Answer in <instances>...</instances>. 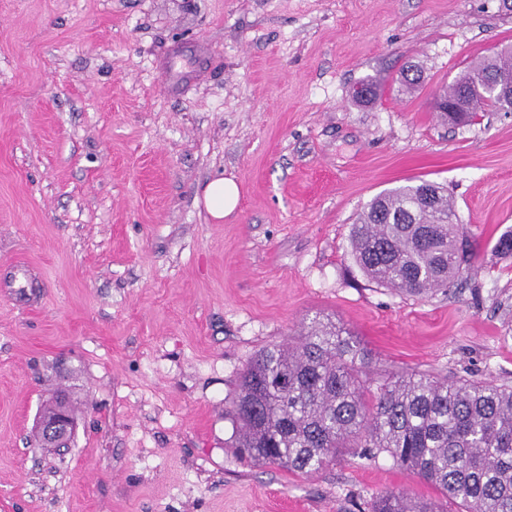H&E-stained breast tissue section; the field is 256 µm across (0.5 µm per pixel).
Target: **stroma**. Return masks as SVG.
<instances>
[{"label": "stroma", "instance_id": "1", "mask_svg": "<svg viewBox=\"0 0 512 512\" xmlns=\"http://www.w3.org/2000/svg\"><path fill=\"white\" fill-rule=\"evenodd\" d=\"M509 46L499 0H0V512L438 498L352 448L310 476L241 459L224 407L316 317L369 351L372 385L416 369L512 386V256L493 250L512 231V112L454 127L435 110ZM223 176L240 201L217 222L203 188ZM422 180L476 253L453 294L396 292L353 257L357 212ZM60 392L63 455L31 440Z\"/></svg>", "mask_w": 512, "mask_h": 512}]
</instances>
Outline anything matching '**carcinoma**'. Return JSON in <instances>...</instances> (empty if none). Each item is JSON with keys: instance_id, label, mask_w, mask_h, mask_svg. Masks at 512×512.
I'll return each instance as SVG.
<instances>
[{"instance_id": "cac0c4a2", "label": "carcinoma", "mask_w": 512, "mask_h": 512, "mask_svg": "<svg viewBox=\"0 0 512 512\" xmlns=\"http://www.w3.org/2000/svg\"><path fill=\"white\" fill-rule=\"evenodd\" d=\"M512 76V51L470 64L436 108L468 94L482 108L502 105L496 77ZM421 74L401 69L412 92ZM355 260L372 281L425 296L451 288L470 270L457 211L439 184L422 181L385 191L357 214ZM368 353L343 326L314 318L294 345L260 350L240 375L224 417L232 447L254 461L312 474L347 448L393 463L434 486L464 512H512V386L480 379L448 381L405 370L371 391ZM370 512H443L437 500L404 490L376 495Z\"/></svg>"}]
</instances>
